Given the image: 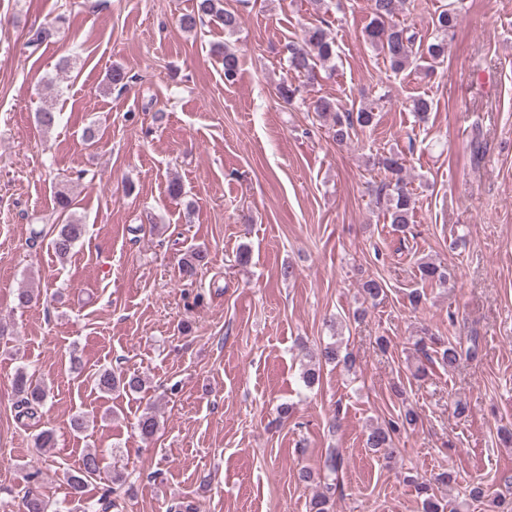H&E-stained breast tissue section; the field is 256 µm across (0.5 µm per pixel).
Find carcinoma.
I'll use <instances>...</instances> for the list:
<instances>
[{"label":"carcinoma","mask_w":512,"mask_h":512,"mask_svg":"<svg viewBox=\"0 0 512 512\" xmlns=\"http://www.w3.org/2000/svg\"><path fill=\"white\" fill-rule=\"evenodd\" d=\"M411 0H370L372 18L365 28V41L379 50L390 68L396 72L405 70L414 62L427 59L430 67L444 61L448 53V38L454 35L458 25V9L454 3L442 8L433 17L434 38L425 44L418 34L407 27L403 14L408 10ZM206 17H214L224 25V32L235 33L240 27V17L234 11L224 8V0H195L192 12L179 18L180 27L185 31L194 30ZM288 69L305 78L309 83L318 79V68L336 59V41L321 26H313L305 31L300 40H290L285 45ZM239 74V58L235 51L224 47V82L231 85L236 82ZM310 109L319 117L329 118L334 131L333 138L338 144L351 140L357 130H364L376 124L377 113L372 105H361L356 109L342 110L336 102L328 97H319L310 103ZM375 165L383 169L384 180L374 189V200L377 208L387 215L390 223L401 231H406L412 223L416 200L414 193L408 189L405 167L400 157L395 154L381 155ZM57 203L60 207L59 221L48 225V229L33 232L32 243L45 238L54 254L60 259L68 258L85 233V224L80 217L70 211L71 200L64 191L58 193ZM207 264V252L197 249L191 253L190 259L183 264V274L191 277L198 267ZM421 279L440 286H446L452 279L449 269L437 266L432 262H423L419 266ZM365 299L373 302L385 295L384 284L377 279L365 281L362 285ZM417 346L422 356L429 360L437 358L439 364L453 370L464 359H473L478 354L477 345L473 344L462 349L452 343L442 345L437 350H429L423 341ZM319 361L324 363H353L348 355H341L339 346L334 343L326 345L320 351ZM14 389L18 396L17 409L19 420L40 421L41 408L46 404L51 388L44 383L36 382L27 368L20 367L14 377ZM94 389L102 394L110 395L115 391L138 393L145 385L144 380L136 374H124L112 368L99 370L93 379ZM418 416L407 409L396 418L387 421L383 426L373 428L367 437V446L393 452V436L406 426L417 423ZM137 428L140 435L149 439L159 428L156 415L147 411L138 420ZM101 458L95 451L82 455L76 468L65 472L69 486L70 503L73 507L66 510L43 498L37 490L35 478L37 474L26 475L28 486L21 497L18 512H122L118 498L104 495L97 500L85 497V488L90 479L100 472ZM344 467V457L340 449H328L324 461L326 472L325 491L316 496L311 503V512H329L331 495L340 487L339 474ZM418 493L423 497V512H441L439 503L431 494V488L424 482L416 483Z\"/></svg>","instance_id":"carcinoma-1"}]
</instances>
